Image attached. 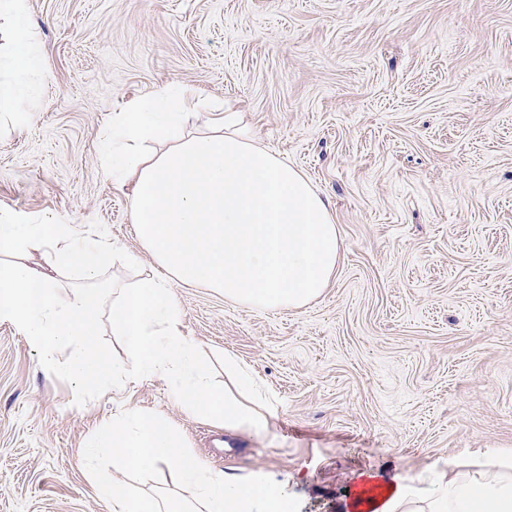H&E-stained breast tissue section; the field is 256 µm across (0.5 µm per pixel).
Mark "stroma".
Segmentation results:
<instances>
[{"instance_id": "1", "label": "stroma", "mask_w": 512, "mask_h": 512, "mask_svg": "<svg viewBox=\"0 0 512 512\" xmlns=\"http://www.w3.org/2000/svg\"><path fill=\"white\" fill-rule=\"evenodd\" d=\"M28 17L43 65L22 118L0 122V207L105 229L101 287L155 269L100 147L114 112L165 85L209 103L191 131L225 106L300 170L340 257L298 310L177 286L214 381L229 353L280 403L224 454L170 381L113 385L131 358L110 302L109 370L88 388L0 321V512H110L83 448L121 408L157 413L215 469L287 477L300 512H341L365 471L512 457V0H28Z\"/></svg>"}]
</instances>
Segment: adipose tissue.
Wrapping results in <instances>:
<instances>
[{"label":"adipose tissue","mask_w":512,"mask_h":512,"mask_svg":"<svg viewBox=\"0 0 512 512\" xmlns=\"http://www.w3.org/2000/svg\"><path fill=\"white\" fill-rule=\"evenodd\" d=\"M27 4L0 0L10 32L0 60V114L13 119L31 98L29 76L42 67ZM201 102L187 86L156 90L115 114L103 144L106 172L130 187L135 234L156 260L153 275L105 293L94 282L112 251L106 233L0 209V320L42 347L64 349V369L89 387L102 372L92 359L97 313L111 298L112 329L132 355L118 377L171 380L184 409L237 436L262 430L277 406L233 356L225 358L231 387L211 383L197 343L184 334L175 286L212 288L248 308L299 309L329 285L340 239L310 181L260 147L250 128L228 120L218 132H189L185 114ZM33 250L43 252L45 266L28 262ZM62 273L77 274L91 289L61 300ZM361 482L343 512H512V460L504 457L467 471L449 462L423 485L385 482L372 472Z\"/></svg>","instance_id":"adipose-tissue-1"}]
</instances>
